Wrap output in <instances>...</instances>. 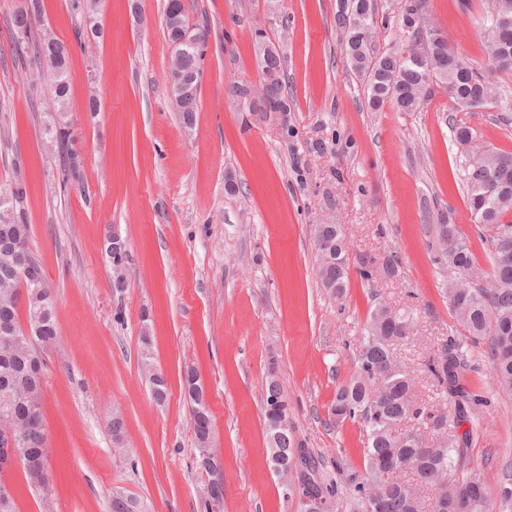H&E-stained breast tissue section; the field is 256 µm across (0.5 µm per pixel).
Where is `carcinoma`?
Wrapping results in <instances>:
<instances>
[{
  "instance_id": "1",
  "label": "carcinoma",
  "mask_w": 512,
  "mask_h": 512,
  "mask_svg": "<svg viewBox=\"0 0 512 512\" xmlns=\"http://www.w3.org/2000/svg\"><path fill=\"white\" fill-rule=\"evenodd\" d=\"M423 7L424 0H405L401 6L407 46L395 50L381 52L376 48L374 0H353L348 25L336 23L351 68L364 84L369 108L380 110L389 106L397 112H418L437 86L450 92L457 112L495 104L493 86L470 63L464 61L453 69L441 67L442 62L456 56L447 40L409 26V21L422 15ZM37 13L39 10L35 9L14 14L11 20L13 41L20 50L29 51L46 66L53 82L52 100L65 108L69 85L56 76L54 69L67 70L69 51L51 34L34 30L33 15ZM164 17L167 39L173 43L179 39L186 22L180 0H167ZM482 44L489 67L512 69V55L500 57L503 45L512 47V26L495 37L483 36ZM418 54L433 65V74L425 75V69L415 61ZM177 108L184 124L194 122L196 87L188 88ZM453 132L456 141L464 146L462 180L471 217L476 221L485 218V224L477 226V230L479 236L492 246L490 287L478 285L483 276L475 263L470 241L454 224L437 225L438 261L452 273L445 292L460 333L473 344L488 341L492 352V381L500 393L512 398V259H503L498 240L492 235L496 229L512 232V192H492V185L499 178L505 177L512 182V153L486 148L474 128L465 122L453 123ZM43 134L66 155L63 175H76L78 160L72 149L68 116L58 120L46 116ZM28 240L29 228L21 216L15 215L8 222L0 219V323L8 322L18 331L23 330V325L19 320L20 305L15 303V298L22 284L9 277L7 272L13 253L27 249ZM314 241L319 256L317 273L321 287L339 296L347 286L349 271L341 225H315ZM27 293L26 324L38 329L35 340L41 346L55 342L58 331L50 290L44 286L29 288ZM411 326L406 309L392 310L384 306L374 309L361 332L357 375L336 389L332 412L345 419L360 421L366 433L365 476L356 475L349 480L352 512H425L428 496L433 500L460 497L467 504V512H490L482 484L463 474L465 457L463 449L457 447L456 435H450L441 445L431 446L417 431H399V427L409 422L417 426L433 418L430 408L415 397L413 375L393 359V346L409 338ZM141 342L150 396L155 404L162 406L168 398V387L150 361L149 336L142 335ZM43 367L42 357L24 343L10 351L0 350V383L7 381L15 386L11 411L0 417V425L25 435L29 463L23 464L22 469L27 485L34 490L36 483H46L49 479L41 459L43 390L29 386L35 374L43 372ZM467 370V354L462 342L456 339L449 340L442 356L430 367L440 395L446 394L453 399L451 422L455 425L466 418V407L473 400V395L460 386ZM182 385L189 394L191 405L194 457H199L201 449L206 448L212 458L211 469L206 471L211 480L204 485L201 496L205 512H210L212 493L224 494L223 483L214 478L220 470L221 457L213 448L210 415L198 413L202 384L194 369L184 371ZM263 405L272 407L270 411L263 410L269 462H279L282 466L280 475L288 482L294 461L298 460L302 465L295 491L288 495H302L317 502L324 499L325 512H334L341 486L324 477L323 456L313 454L295 437L288 414L281 411L288 405V399L274 365L268 370ZM111 509L112 512H140L135 498L118 491L112 495Z\"/></svg>"
}]
</instances>
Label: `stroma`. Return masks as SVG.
Returning <instances> with one entry per match:
<instances>
[{
	"label": "stroma",
	"instance_id": "1",
	"mask_svg": "<svg viewBox=\"0 0 512 512\" xmlns=\"http://www.w3.org/2000/svg\"><path fill=\"white\" fill-rule=\"evenodd\" d=\"M71 0H40L39 27L71 47L68 112L78 139V181L61 189V161L44 145L48 82L39 64L13 59L11 17L27 0H0V184L20 183L29 250L56 306L58 338L45 347L44 425L50 479L30 490L11 478L17 512H110L112 493L137 496L144 512H202L207 474L194 464L186 367L208 391L213 446L223 466L224 512H297L268 461L262 397L269 361L288 397L299 439L346 484L363 472L359 421L337 420L338 385L357 370L359 336L385 305L414 315L394 357L415 394L447 414L426 363L455 334L436 262L439 214L464 233L477 265L491 247L471 220L463 149L443 88L422 111L368 108L336 27L338 0H183L205 35L198 109L185 125L167 76L166 0H99L103 35L76 44ZM487 0H426L425 14L455 52L488 73L495 106L464 114L482 144L512 152V70H489L481 51ZM280 49L288 109L255 102L257 46ZM99 110L90 114L88 103ZM235 192H228V184ZM342 228L350 260L341 295L321 287L313 231ZM126 240L125 285L115 287L103 251ZM372 260L370 278L360 259ZM395 259L398 274L382 267ZM167 380L156 406L142 372L141 332ZM463 387L476 395L468 472L496 500L512 479V399L490 377L487 344L469 347ZM121 414L124 455L109 422Z\"/></svg>",
	"mask_w": 512,
	"mask_h": 512
}]
</instances>
